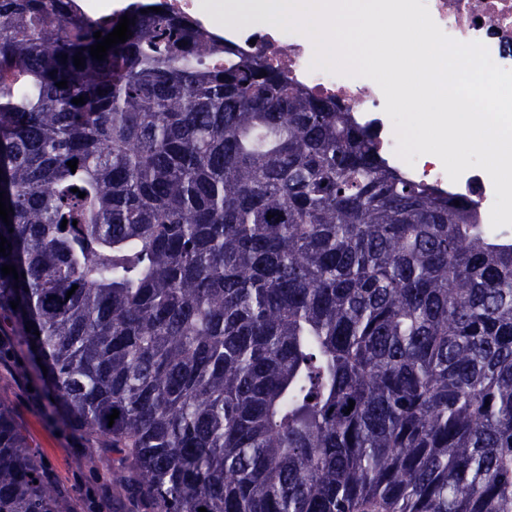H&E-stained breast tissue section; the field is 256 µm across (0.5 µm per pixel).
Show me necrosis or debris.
<instances>
[{
    "mask_svg": "<svg viewBox=\"0 0 512 512\" xmlns=\"http://www.w3.org/2000/svg\"><path fill=\"white\" fill-rule=\"evenodd\" d=\"M436 24L449 37L460 42L484 43L492 61L504 69H512V0H423ZM224 38L239 49L262 56L284 70L289 79L304 89L332 96L354 104L353 118L362 121L365 113H377L382 153L387 163L406 178L427 184L454 196L464 194L479 203L480 223L490 221L495 199L494 186L482 169L465 171L458 181H451L440 159L433 155L417 157L407 164L395 152L393 124L383 112L384 96L379 86L363 77H348L324 70L311 69L313 45L299 33L276 28L254 29L234 26L225 29Z\"/></svg>",
    "mask_w": 512,
    "mask_h": 512,
    "instance_id": "4bbe7bcc",
    "label": "necrosis or debris"
}]
</instances>
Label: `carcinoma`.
<instances>
[{
    "label": "carcinoma",
    "instance_id": "obj_1",
    "mask_svg": "<svg viewBox=\"0 0 512 512\" xmlns=\"http://www.w3.org/2000/svg\"><path fill=\"white\" fill-rule=\"evenodd\" d=\"M149 7L0 0V333L62 421L129 512H512V232ZM0 512H64L1 402Z\"/></svg>",
    "mask_w": 512,
    "mask_h": 512
}]
</instances>
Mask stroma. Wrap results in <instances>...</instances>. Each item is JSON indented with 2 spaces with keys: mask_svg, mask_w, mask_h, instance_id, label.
<instances>
[{
  "mask_svg": "<svg viewBox=\"0 0 512 512\" xmlns=\"http://www.w3.org/2000/svg\"><path fill=\"white\" fill-rule=\"evenodd\" d=\"M27 359L19 348H0V401L13 408L29 445L46 460L65 512H115L105 479L112 469L111 452L103 450L97 436L75 434L54 416L39 372L20 368Z\"/></svg>",
  "mask_w": 512,
  "mask_h": 512,
  "instance_id": "stroma-1",
  "label": "stroma"
}]
</instances>
